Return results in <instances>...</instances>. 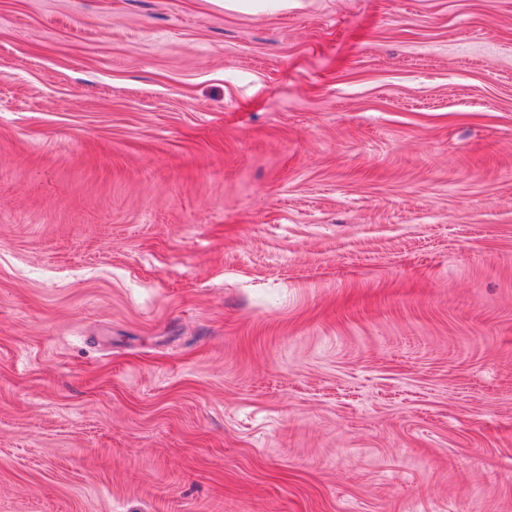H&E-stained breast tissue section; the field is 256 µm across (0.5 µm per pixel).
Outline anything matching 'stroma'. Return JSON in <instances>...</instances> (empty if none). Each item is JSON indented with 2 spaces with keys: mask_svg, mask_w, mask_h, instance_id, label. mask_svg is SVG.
<instances>
[{
  "mask_svg": "<svg viewBox=\"0 0 512 512\" xmlns=\"http://www.w3.org/2000/svg\"><path fill=\"white\" fill-rule=\"evenodd\" d=\"M0 512H512V0H0ZM224 2L225 9L261 14L288 9V0H218Z\"/></svg>",
  "mask_w": 512,
  "mask_h": 512,
  "instance_id": "stroma-1",
  "label": "stroma"
}]
</instances>
